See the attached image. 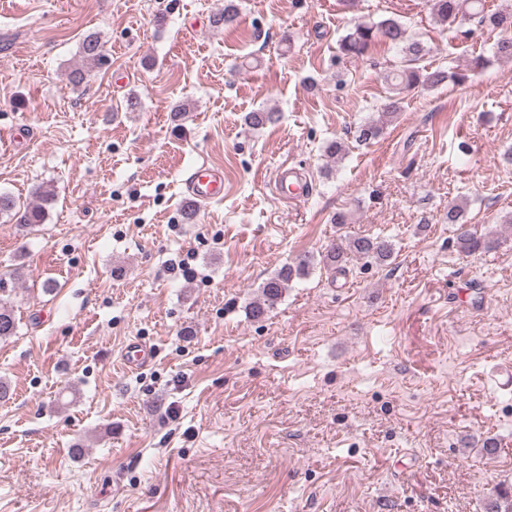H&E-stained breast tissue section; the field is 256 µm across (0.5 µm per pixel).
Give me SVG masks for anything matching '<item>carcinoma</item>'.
<instances>
[{"label":"carcinoma","mask_w":512,"mask_h":512,"mask_svg":"<svg viewBox=\"0 0 512 512\" xmlns=\"http://www.w3.org/2000/svg\"><path fill=\"white\" fill-rule=\"evenodd\" d=\"M432 19L442 25L452 27L459 18L469 15L478 19V23L493 29H504V22L512 24V12L490 11L486 8V0H428ZM238 17V7L234 0H227L224 12L214 18V23L224 27L233 26ZM377 43L401 45V61L385 72L384 79L391 86L393 94L381 108L378 118L364 123L358 139L370 141L380 136L384 125L401 111L400 94L406 89L421 87L434 88L448 80L461 83L465 75L448 72L443 68L433 71H422L416 67L417 62L428 52V49L417 40H408L403 26L395 19L388 18L379 22L359 21L340 40L342 53L351 56H363ZM79 54L83 67L71 73L73 82L79 84L84 80V69L100 64L105 58L104 43L95 33L85 35L80 43ZM276 113L267 109H257L245 116V124L250 128H260L274 122ZM54 198L53 190L43 186L36 190L37 202L25 208L19 217L22 226L41 224L46 218V205ZM456 247L464 255H471L487 247L484 238L467 230L461 231L456 237ZM352 251L362 259L375 263L388 261L393 253L392 244L372 237H355L348 241H338L322 258L327 267H342L345 251ZM315 264L312 254H303L290 264L281 267L266 279L260 287V297L251 306L254 318L263 316L283 297L289 283L296 277L304 276ZM17 321L13 309L7 302L0 300V339H6L16 333ZM484 512H512V485L496 487L485 499Z\"/></svg>","instance_id":"cac0c4a2"}]
</instances>
